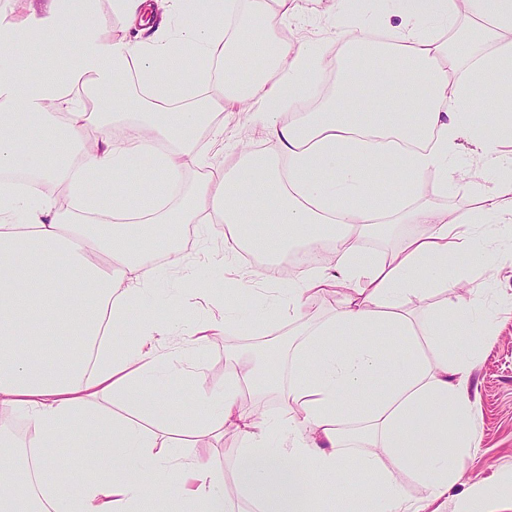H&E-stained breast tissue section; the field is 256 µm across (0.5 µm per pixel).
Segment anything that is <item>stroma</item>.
<instances>
[{
	"label": "stroma",
	"instance_id": "obj_1",
	"mask_svg": "<svg viewBox=\"0 0 512 512\" xmlns=\"http://www.w3.org/2000/svg\"><path fill=\"white\" fill-rule=\"evenodd\" d=\"M339 31L332 0H308L305 12L283 25L281 35L286 40L317 44L326 63L331 64L339 48ZM218 124L224 131L223 148L201 140L198 160L186 168L187 181L229 173L238 163L242 147L264 153L273 149L263 127L248 113H222ZM228 232L224 224H210L205 231H193L191 243L181 255L184 262L196 267L197 280H186L176 268L164 266L162 282L144 296L128 320L136 324L149 317L170 326L162 349L170 355L173 372L150 383L161 408L176 405L192 411L198 393L220 392L232 383L225 362L226 350L248 352L259 347L265 355L262 376L269 390L239 392L238 402L243 409L258 405L269 416H279L288 407V391L296 375L291 345L297 341L299 329H313L333 317L340 297L332 293L307 301L301 326L282 325L275 338L261 335L260 301L274 295L276 288L282 287L283 279L274 275L268 264L250 267L238 259L227 271L211 266L206 247L223 245ZM477 243L480 249L492 252L493 261L472 265L462 283L463 294L490 315L494 333L470 338L471 346L480 353L465 382L473 404L470 426L475 447L464 462V478L449 493L443 512H460L462 504L478 494L496 499L505 512H512V226L490 225L488 234L478 236ZM228 302L238 305V335L196 349L186 333L187 327L220 317ZM197 445L207 449L223 472L227 490L224 512H250V504L235 481L241 446L238 433L228 428L223 436L198 439Z\"/></svg>",
	"mask_w": 512,
	"mask_h": 512
}]
</instances>
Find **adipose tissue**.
I'll return each mask as SVG.
<instances>
[{
    "instance_id": "obj_1",
    "label": "adipose tissue",
    "mask_w": 512,
    "mask_h": 512,
    "mask_svg": "<svg viewBox=\"0 0 512 512\" xmlns=\"http://www.w3.org/2000/svg\"><path fill=\"white\" fill-rule=\"evenodd\" d=\"M168 17L156 21L159 8ZM401 22L387 14L360 16L341 38L337 87L313 112L324 60L305 41L280 34L297 17L298 0H21L0 21V412L23 414L32 429L25 462L21 445L0 424V512H162L164 504L193 512H224V477L206 449L174 457L169 442L144 430L156 420L170 430L208 435L213 424L242 438L237 475L254 512H316L329 491L408 512L402 481L425 488L424 506L447 498L463 479L474 436L472 402L463 386L472 351L449 357V342L489 332L466 300L438 302L414 323L403 304L447 293L464 279L454 258L473 242V227L512 223V118L498 114L512 97V0H395ZM467 19L455 46L440 32ZM127 33L109 36L113 23ZM143 38L130 36V29ZM72 53L40 69L30 51L61 37ZM257 66L245 89L225 68L244 58ZM394 59L392 70L375 67ZM367 85L377 111L359 96ZM137 91L138 110L126 142L112 137L111 115ZM98 119L86 134L87 111ZM295 118L284 119L286 110ZM249 112L262 124L276 160L242 152L233 174L185 186L186 160L216 114ZM472 136L490 181L464 222L416 201L423 178L438 191L470 178L456 152ZM25 152L26 181L10 175ZM393 168L396 193L384 208L368 203L379 173ZM64 187L72 209L61 213L42 183ZM224 223L234 234L211 263H229L238 246L280 255L296 245L330 242L332 273L289 280L262 320L266 335L299 323L306 298L337 291L343 306L298 344L300 373L289 391V414L273 419L242 411L231 391L200 396L202 414L160 413L147 389L165 364L157 339L165 325L130 328L128 313L156 280L153 261L164 249L185 278L166 224ZM271 224L270 240L251 227ZM382 224H421L385 256L362 241ZM76 339L77 356L56 364L48 342L59 331ZM132 332L131 346L107 345ZM121 395L137 419L98 409ZM459 423L449 435V416ZM280 449L266 450L269 430ZM85 448L91 476L76 490L52 448ZM395 456L383 468L381 453ZM152 455L151 474L131 467ZM371 486L351 480L352 467ZM334 476L335 488L323 479Z\"/></svg>"
}]
</instances>
